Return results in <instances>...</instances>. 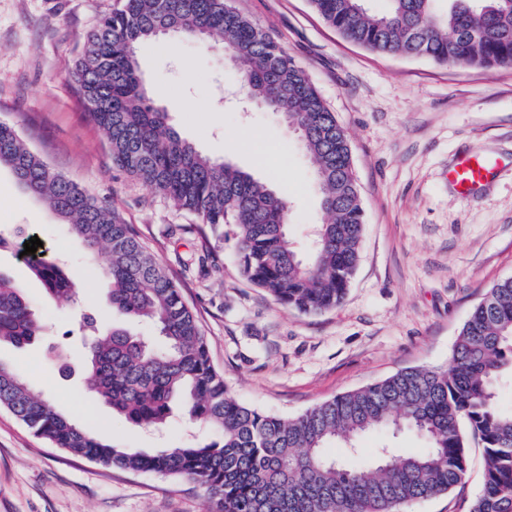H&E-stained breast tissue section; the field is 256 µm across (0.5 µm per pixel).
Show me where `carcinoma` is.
Wrapping results in <instances>:
<instances>
[{"instance_id":"cac0c4a2","label":"carcinoma","mask_w":512,"mask_h":512,"mask_svg":"<svg viewBox=\"0 0 512 512\" xmlns=\"http://www.w3.org/2000/svg\"><path fill=\"white\" fill-rule=\"evenodd\" d=\"M310 0L347 42L371 52L426 58L439 66H512V0ZM169 27L187 41L220 40L246 94L300 130L328 219L315 225L308 254L293 246L285 196L229 161L199 152L154 106L140 76L139 47ZM74 81L85 111L104 131L112 163L139 183L195 213L236 244L239 272L277 303L304 314L336 308L360 260L364 212L348 137L306 70L271 34L229 0H123L87 36ZM44 201L86 258L105 262L107 306L163 338L126 325L100 332L93 308L81 315L88 350L85 387L138 426L160 427L181 403L185 415L216 430L206 444L135 451L104 441L59 412L31 383L0 363V408L73 456L107 468L151 471L201 486L214 512H400L462 485L467 436L484 448V485L466 512H512V411L496 383L512 368V278L495 283L464 321L444 368L409 367L284 419L233 398L214 367L201 325L168 271L132 225L102 200L55 172L0 123V168ZM26 228L0 229V252ZM60 305L76 276L46 251L26 259ZM42 323L22 288L0 272V342L32 344ZM422 436L419 452L381 448L375 463L327 459L322 448L373 431Z\"/></svg>"}]
</instances>
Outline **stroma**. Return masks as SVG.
I'll list each match as a JSON object with an SVG mask.
<instances>
[{
    "label": "stroma",
    "mask_w": 512,
    "mask_h": 512,
    "mask_svg": "<svg viewBox=\"0 0 512 512\" xmlns=\"http://www.w3.org/2000/svg\"><path fill=\"white\" fill-rule=\"evenodd\" d=\"M122 3L0 0V121L13 124L54 171L107 200L135 227L197 314L231 395L288 418L401 369L446 365L473 306L512 277V167L468 201L448 184L460 153L512 154V66L448 68L379 55L344 41L308 0H230L305 67L349 135L365 213L361 259L344 302L309 315L248 283L233 241L211 238L213 253L199 263V219L113 165L72 75L88 33ZM138 55L149 96L170 125L203 154L284 189L291 237L305 245L325 215L296 134L274 112L225 100V91L241 82L212 42L163 36L140 45ZM15 224L28 225L50 256L67 263L80 291L72 306H58L17 251L0 252V270L47 325L29 346L1 342L0 362L60 412L124 447L149 451L212 440V429L181 416L160 430L133 425L81 390L80 339L72 338L63 360L50 350L64 332L77 330L87 306L111 326L105 283L87 265L81 243L1 168L0 227ZM467 454L461 487L404 512H464L481 492L484 472L481 445L469 443ZM210 510L204 489L187 479L72 456L0 410V512Z\"/></svg>",
    "instance_id": "1"
}]
</instances>
